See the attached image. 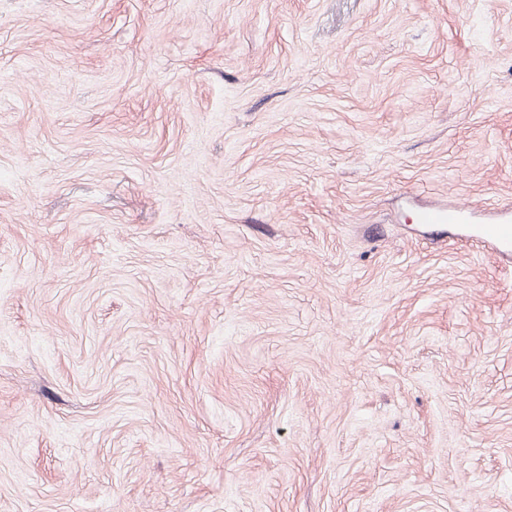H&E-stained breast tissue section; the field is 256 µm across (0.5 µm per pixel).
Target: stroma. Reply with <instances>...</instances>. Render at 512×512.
Wrapping results in <instances>:
<instances>
[{
  "instance_id": "35a3bbf8",
  "label": "stroma",
  "mask_w": 512,
  "mask_h": 512,
  "mask_svg": "<svg viewBox=\"0 0 512 512\" xmlns=\"http://www.w3.org/2000/svg\"><path fill=\"white\" fill-rule=\"evenodd\" d=\"M512 0H0V512H512ZM479 242L494 241L504 248L512 247V224L508 221L499 224H484L478 229Z\"/></svg>"
}]
</instances>
